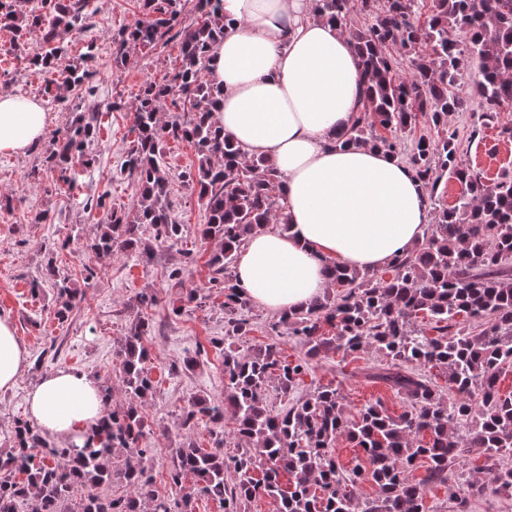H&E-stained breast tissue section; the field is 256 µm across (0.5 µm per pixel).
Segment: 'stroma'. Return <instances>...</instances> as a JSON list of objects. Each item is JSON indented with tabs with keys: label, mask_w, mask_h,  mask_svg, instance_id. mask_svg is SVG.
<instances>
[{
	"label": "stroma",
	"mask_w": 512,
	"mask_h": 512,
	"mask_svg": "<svg viewBox=\"0 0 512 512\" xmlns=\"http://www.w3.org/2000/svg\"><path fill=\"white\" fill-rule=\"evenodd\" d=\"M140 16L138 0H94V13L89 27L74 35L67 63L77 62L86 48H93L94 74L89 81L94 92L86 103L98 114L100 129L87 144L86 154L92 160L90 171L82 173L73 188L55 185L52 178L31 183L27 174L42 165L46 150L55 136L65 133L72 120L75 92H67L64 100L42 99V78L29 65L37 53V40H29L24 51L11 48V35L0 30V91L42 100L48 124L42 140L26 151L0 153V196L11 197L12 206L0 209V317L9 318L14 332L27 355L26 367L15 386L0 391V452L10 447V436L16 418L29 415L27 396L40 380L60 368L73 369L92 377L97 383L112 388V404L127 402L118 370V350L129 324L144 318L151 331L144 344L151 353L149 364L156 393L144 407L145 420L152 432L155 449L148 462L155 487L169 491L167 470L172 448L182 440L180 414L189 400L204 397L212 402L224 399V352L212 346L211 339L224 334V297L211 295L199 307L186 298L188 291L204 292L211 270L207 261L216 244L201 239L199 226L204 212L198 196L182 178L184 171L196 164L194 148L184 141L167 140L163 162L169 176V209L182 224L183 236L175 244L162 245L154 240L155 231L143 225L139 237L149 255L114 250L99 256L88 250L98 224L104 219L99 209H87V199L108 193V205L115 209H131L139 186L124 172L121 164L125 151L135 137L133 104L147 77L169 72L178 55L176 42L151 52H130L122 69H115L113 41ZM461 89L466 92L463 111L449 116L448 122L458 134L461 158L487 178L512 176V139L503 130L512 127V112L482 116L477 96L472 95V76L463 72ZM480 134H473V127ZM52 223H45L43 215ZM55 257L60 271L82 286L84 298L67 322L54 317L55 294L44 287L32 296V282H42L48 257ZM89 265L96 275L83 281L80 270ZM182 270V285L170 287L167 275L171 268ZM155 295V305H140L138 297ZM247 315L254 329L236 343L241 353L276 338L274 323L278 314L259 305H250ZM279 339V338H276ZM285 356L297 358L300 346L292 339L281 338ZM56 347L57 358L40 359V352ZM193 367H186L187 359ZM383 358L368 350L354 356L328 354L316 361L298 387L307 394L321 385L337 387L349 411H357L368 401L381 400L389 412L404 409L402 397L381 384L364 381V369L382 363Z\"/></svg>",
	"instance_id": "35a3bbf8"
}]
</instances>
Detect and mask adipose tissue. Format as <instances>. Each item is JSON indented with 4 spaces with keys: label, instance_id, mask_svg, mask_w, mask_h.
Segmentation results:
<instances>
[{
    "label": "adipose tissue",
    "instance_id": "adipose-tissue-1",
    "mask_svg": "<svg viewBox=\"0 0 512 512\" xmlns=\"http://www.w3.org/2000/svg\"><path fill=\"white\" fill-rule=\"evenodd\" d=\"M224 39L209 78L222 90L214 112L226 135L283 175L289 231L265 230L239 253L242 292L283 314L329 288V264L378 269L421 240L430 222L411 168L382 151L338 148L360 107L362 75L349 35L316 18L311 0H222ZM40 101L0 92V152L44 134ZM26 352L0 317V390L13 387ZM32 419L50 435L82 442L105 412L97 383L59 369L29 393Z\"/></svg>",
    "mask_w": 512,
    "mask_h": 512
}]
</instances>
